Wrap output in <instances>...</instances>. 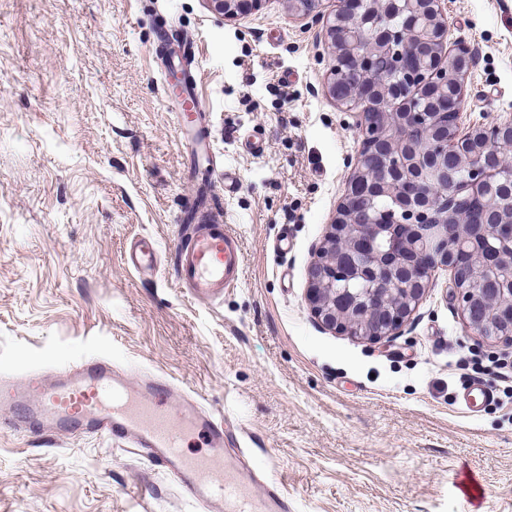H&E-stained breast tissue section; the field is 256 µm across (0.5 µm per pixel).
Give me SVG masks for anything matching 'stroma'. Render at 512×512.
Instances as JSON below:
<instances>
[{"instance_id": "stroma-1", "label": "stroma", "mask_w": 512, "mask_h": 512, "mask_svg": "<svg viewBox=\"0 0 512 512\" xmlns=\"http://www.w3.org/2000/svg\"><path fill=\"white\" fill-rule=\"evenodd\" d=\"M288 0L227 18L204 0H0V369L18 380L108 356L201 396L248 434L257 473L294 512H512V398L467 413L472 353L512 347L467 331L436 269L401 332L361 342L322 326L308 271L361 136L323 93L326 19ZM474 49L465 125L512 119V0H445ZM194 44L211 178L244 267L202 304L172 259L193 186L164 92L161 28ZM263 154L243 147L247 136ZM161 263L128 267L138 236ZM289 239L288 250L275 249ZM0 512H199L120 440L0 430Z\"/></svg>"}]
</instances>
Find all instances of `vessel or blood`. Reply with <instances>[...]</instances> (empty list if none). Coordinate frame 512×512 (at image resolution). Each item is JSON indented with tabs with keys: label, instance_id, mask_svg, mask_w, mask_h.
I'll return each mask as SVG.
<instances>
[{
	"label": "vessel or blood",
	"instance_id": "vessel-or-blood-1",
	"mask_svg": "<svg viewBox=\"0 0 512 512\" xmlns=\"http://www.w3.org/2000/svg\"><path fill=\"white\" fill-rule=\"evenodd\" d=\"M208 126L200 107L194 124L182 128L189 157L210 149ZM196 211V224L183 231L174 250V273L194 300L212 304L241 282L242 242L225 224L222 211L203 201ZM126 263L139 272L155 269L159 253L154 240L132 243ZM494 399L493 387L483 383L467 385L460 395L472 413L481 412ZM1 406L11 413L9 426L20 431L102 433L144 450L149 461L170 474L185 496L201 507H208L218 495L226 512L290 510L278 485L265 486L259 495L256 480L244 477V437L196 397L179 396L166 378L145 374L133 384L111 361L87 359L51 377L32 376L25 385L0 377ZM191 439L202 440L205 453L185 454Z\"/></svg>",
	"mask_w": 512,
	"mask_h": 512
}]
</instances>
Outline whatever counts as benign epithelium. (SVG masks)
Wrapping results in <instances>:
<instances>
[{
    "mask_svg": "<svg viewBox=\"0 0 512 512\" xmlns=\"http://www.w3.org/2000/svg\"><path fill=\"white\" fill-rule=\"evenodd\" d=\"M208 7L227 18L233 17L250 2L261 0H205ZM321 0H289L298 17L318 13ZM331 63L325 92L339 106L361 108L357 124L362 133L361 149L349 178L344 200L309 270L307 300L315 317L325 327L342 330L358 340L381 341L398 333L418 306L429 277L410 274V265L419 271L435 270L447 259L448 240L463 237L475 240L488 234L512 238V195H496L498 170L481 157H471L466 174L457 180L448 174L443 156L448 145L480 141L493 152L498 162L512 157V120L461 131L464 110V77L475 64L473 50L448 46L449 29L444 0H339L327 21ZM428 59L421 69L412 65V57ZM377 57H387L397 75L391 83L372 71ZM363 67V82L346 98L338 97L336 79L351 61ZM379 99L387 121L377 123L367 112V99ZM391 143L389 161L373 170L363 168L367 150ZM364 182L390 194L401 216L395 230L409 228L408 259L395 255L393 248L383 249L381 240L389 236L382 224H367L358 208L351 206L352 187ZM466 195L478 199L490 212L492 222L470 226L463 216L443 215L436 211L440 202ZM354 251L358 262L349 276L371 282L385 294L409 280L404 304L388 312L377 331H357L373 320L374 308L355 302L345 314L336 311V253ZM511 268L512 263L499 256L472 249L473 275ZM454 296L463 316L473 290L464 277L451 270Z\"/></svg>",
    "mask_w": 512,
    "mask_h": 512,
    "instance_id": "obj_1",
    "label": "benign epithelium"
}]
</instances>
